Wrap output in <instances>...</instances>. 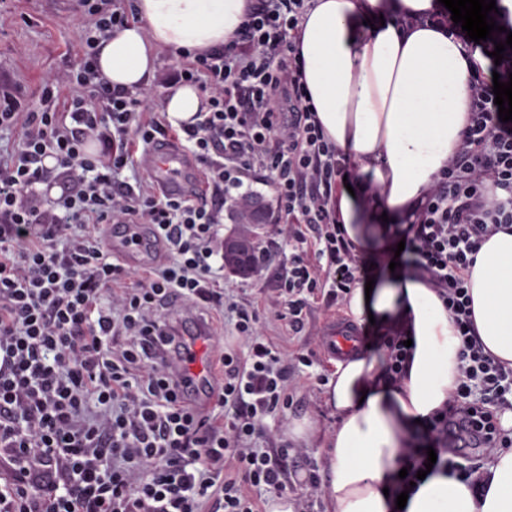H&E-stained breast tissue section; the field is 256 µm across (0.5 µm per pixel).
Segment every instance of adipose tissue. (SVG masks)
Instances as JSON below:
<instances>
[{"label": "adipose tissue", "mask_w": 512, "mask_h": 512, "mask_svg": "<svg viewBox=\"0 0 512 512\" xmlns=\"http://www.w3.org/2000/svg\"><path fill=\"white\" fill-rule=\"evenodd\" d=\"M253 0H136L137 23L104 42L97 59L113 87L150 84L161 51L228 45ZM439 0H311L296 40L303 82L326 141L356 168L336 190L354 251L374 268V288H353L354 322L404 331L406 372L388 378L385 350L336 361L326 385L339 421L317 458L327 474L325 512H512V448L497 449L470 478L429 473L397 509L404 440L417 421L451 405L461 377V339L443 302L404 266H392L400 230L423 192L462 147L471 123L469 81L481 50L429 21ZM192 83L161 101L173 127L206 111ZM476 335L512 368V229L481 242L468 272Z\"/></svg>", "instance_id": "adipose-tissue-1"}]
</instances>
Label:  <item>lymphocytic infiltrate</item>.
Masks as SVG:
<instances>
[{"label":"lymphocytic infiltrate","mask_w":512,"mask_h":512,"mask_svg":"<svg viewBox=\"0 0 512 512\" xmlns=\"http://www.w3.org/2000/svg\"><path fill=\"white\" fill-rule=\"evenodd\" d=\"M305 3L256 0L231 45L182 53L178 68L131 92L112 87L97 55L133 12L124 0H76L80 60L45 74L34 106L0 73V132L19 134L0 152V512H261L260 495L291 490L293 445L283 432L267 437L264 420L293 405L311 360L265 338L263 319L300 334L313 300L338 304L361 274L333 200L349 168L315 119L296 56ZM497 79L512 73L472 75L464 144L401 232L462 340L453 405L405 439L411 481L428 450L440 469L464 448L512 446L492 412L512 395V369L478 341L467 286L477 245L512 228V121L499 117ZM183 83L208 108L175 134L146 103ZM171 133L204 170L200 200L119 178L138 148ZM255 183L273 188L279 228L257 244L251 275L282 261L275 287L236 301L224 292V213L245 219ZM104 224L152 225L171 246L167 261L131 271ZM178 301L232 321L205 408L178 367L191 358L167 315ZM477 385L486 399L472 400Z\"/></svg>","instance_id":"1"}]
</instances>
